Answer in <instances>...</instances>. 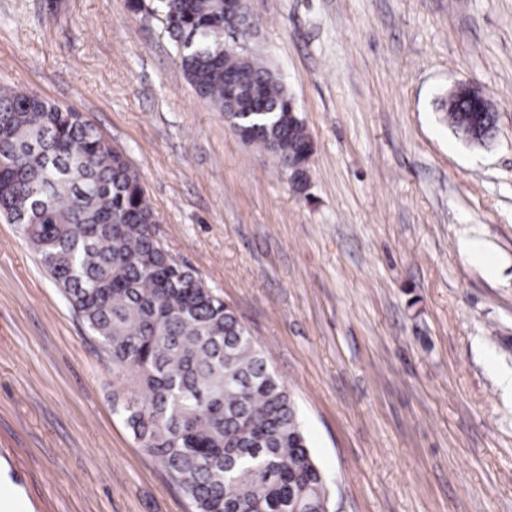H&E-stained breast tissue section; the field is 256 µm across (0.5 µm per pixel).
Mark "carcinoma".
Returning a JSON list of instances; mask_svg holds the SVG:
<instances>
[{"label":"carcinoma","instance_id":"1","mask_svg":"<svg viewBox=\"0 0 512 512\" xmlns=\"http://www.w3.org/2000/svg\"><path fill=\"white\" fill-rule=\"evenodd\" d=\"M159 17L195 92L283 166L313 142L257 59L224 52V0H128ZM454 132L485 145L481 92L441 102ZM0 214L14 220L64 298L112 356L133 438L192 512H334L298 409L236 311L154 237L138 174L72 108L0 88Z\"/></svg>","mask_w":512,"mask_h":512}]
</instances>
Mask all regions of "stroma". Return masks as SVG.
<instances>
[{
    "instance_id": "stroma-1",
    "label": "stroma",
    "mask_w": 512,
    "mask_h": 512,
    "mask_svg": "<svg viewBox=\"0 0 512 512\" xmlns=\"http://www.w3.org/2000/svg\"><path fill=\"white\" fill-rule=\"evenodd\" d=\"M314 142L297 191L127 0H0V86L78 109L292 393L337 512H512V0H248ZM477 86L495 141L437 98ZM484 258H471L468 243ZM112 358L0 219V512H189Z\"/></svg>"
}]
</instances>
